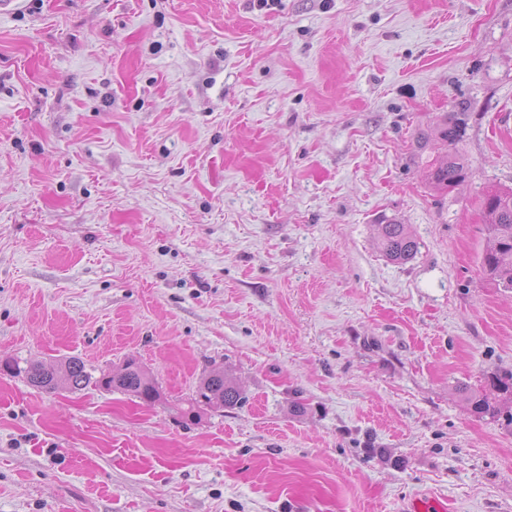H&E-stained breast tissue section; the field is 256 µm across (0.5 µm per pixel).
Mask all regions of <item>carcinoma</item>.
<instances>
[{"instance_id":"obj_1","label":"carcinoma","mask_w":512,"mask_h":512,"mask_svg":"<svg viewBox=\"0 0 512 512\" xmlns=\"http://www.w3.org/2000/svg\"><path fill=\"white\" fill-rule=\"evenodd\" d=\"M467 125V113L449 112L437 127V138L448 148L446 159L431 165L428 179L437 189L449 193L465 181L464 163L454 151L461 141ZM485 230L488 245L483 251L480 264L484 274L498 286L512 289V188L488 191L483 199ZM378 245L384 257L394 264H405L417 253L418 244L407 225L396 219H383L378 225ZM61 366L64 371L32 363L24 369L29 385L55 392L66 389L72 393L90 386L108 391H118L138 398L146 404L154 403L160 396L159 388L150 379L144 367L134 358L125 360L123 369L116 374L94 377L86 369L83 360L69 357ZM512 397V374L490 380L489 391L469 397L477 414H498L496 396ZM243 400L241 391L226 377L224 370L214 369L199 382L195 397L182 415L193 419L198 409L235 407Z\"/></svg>"}]
</instances>
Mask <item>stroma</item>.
<instances>
[{
	"label": "stroma",
	"mask_w": 512,
	"mask_h": 512,
	"mask_svg": "<svg viewBox=\"0 0 512 512\" xmlns=\"http://www.w3.org/2000/svg\"><path fill=\"white\" fill-rule=\"evenodd\" d=\"M496 188L512 0H11L0 512H512V403L467 400L512 371V291L480 265ZM71 356L136 358L161 397L22 372ZM217 367L245 402L183 418ZM466 125V112H449L437 127V138L448 148V154L445 161L431 165L428 179L434 187L445 193L453 191L467 177L464 163L453 151L461 141ZM378 224V245L384 257L394 264H405L417 253L418 244L406 224L396 219H383Z\"/></svg>",
	"instance_id": "35a3bbf8"
}]
</instances>
